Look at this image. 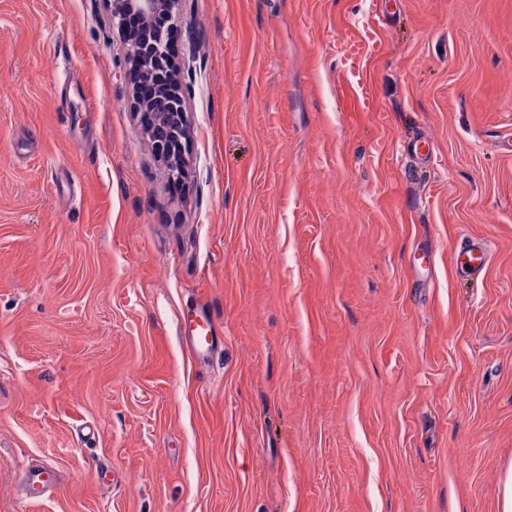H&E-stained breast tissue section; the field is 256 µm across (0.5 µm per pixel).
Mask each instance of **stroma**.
Wrapping results in <instances>:
<instances>
[{
	"mask_svg": "<svg viewBox=\"0 0 512 512\" xmlns=\"http://www.w3.org/2000/svg\"><path fill=\"white\" fill-rule=\"evenodd\" d=\"M173 30L181 186L107 0H0V512H497L512 0H183ZM378 50L377 42L370 38L357 39L347 48L346 59L350 71L354 70L356 65L367 56H371ZM457 266L465 268L468 273H479L484 267V251L480 244L462 245L454 253ZM180 333L185 344L199 356L204 357L213 347L212 320L204 310L199 320L193 323L185 320ZM56 480L54 469L49 466L30 470L26 474V483L34 493H40L46 488L54 487Z\"/></svg>",
	"mask_w": 512,
	"mask_h": 512,
	"instance_id": "obj_1",
	"label": "stroma"
}]
</instances>
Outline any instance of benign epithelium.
<instances>
[{"instance_id": "obj_1", "label": "benign epithelium", "mask_w": 512, "mask_h": 512, "mask_svg": "<svg viewBox=\"0 0 512 512\" xmlns=\"http://www.w3.org/2000/svg\"><path fill=\"white\" fill-rule=\"evenodd\" d=\"M112 7V24L124 34L126 41L135 47L128 52L123 65L124 78L137 87L142 79L156 84V95L149 101L135 98V108L140 120L147 122L152 132V149L156 158L167 168L168 176L180 182L186 176L185 149L182 138L186 136L188 113L184 107V89L181 83V64L169 67L168 30L182 0H109ZM140 20L137 31L130 33L127 17Z\"/></svg>"}]
</instances>
